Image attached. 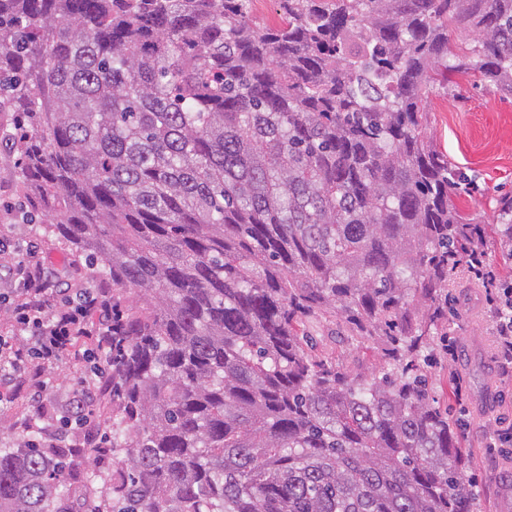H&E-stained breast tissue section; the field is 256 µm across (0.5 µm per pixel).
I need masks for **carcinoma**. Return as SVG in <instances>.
I'll list each match as a JSON object with an SVG mask.
<instances>
[{
    "instance_id": "obj_1",
    "label": "carcinoma",
    "mask_w": 512,
    "mask_h": 512,
    "mask_svg": "<svg viewBox=\"0 0 512 512\" xmlns=\"http://www.w3.org/2000/svg\"><path fill=\"white\" fill-rule=\"evenodd\" d=\"M0 0V112L71 250L142 306L79 512H470L419 359L473 224L427 136L456 73L512 94V0ZM477 34L448 57V28ZM333 308L384 363L310 358ZM73 453L0 448V512H69ZM108 486L95 495L93 486ZM251 17L261 28L278 24L280 16L275 0H252Z\"/></svg>"
}]
</instances>
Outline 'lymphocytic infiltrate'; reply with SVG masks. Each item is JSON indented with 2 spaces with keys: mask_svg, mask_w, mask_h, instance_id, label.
Segmentation results:
<instances>
[{
  "mask_svg": "<svg viewBox=\"0 0 512 512\" xmlns=\"http://www.w3.org/2000/svg\"><path fill=\"white\" fill-rule=\"evenodd\" d=\"M14 263L0 284L16 282L0 329V381L11 386L10 398L0 397V411L9 399L25 398L31 410L17 415L14 443L26 448L28 432H36L42 448H83L94 436L83 427L109 378L112 368V335L115 321L112 301L92 285L57 288L45 278L35 252L17 237ZM464 262L469 273L481 281L486 300L496 314L498 349L505 363L512 364V289L495 284L494 274L477 251H468ZM71 362L85 369L79 389L66 391L57 383L55 367ZM56 402L70 422L68 432L45 419L46 403Z\"/></svg>",
  "mask_w": 512,
  "mask_h": 512,
  "instance_id": "f902f5d3",
  "label": "lymphocytic infiltrate"
}]
</instances>
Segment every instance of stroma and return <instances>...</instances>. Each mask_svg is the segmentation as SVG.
I'll use <instances>...</instances> for the list:
<instances>
[{"label":"stroma","mask_w":512,"mask_h":512,"mask_svg":"<svg viewBox=\"0 0 512 512\" xmlns=\"http://www.w3.org/2000/svg\"><path fill=\"white\" fill-rule=\"evenodd\" d=\"M427 134L467 177L453 197L473 223H495L500 198L512 196V96L478 77L457 75L447 94L431 98ZM18 154L0 143V240L31 230L42 267L72 287L91 283L110 292L119 309L136 306L133 291L113 287L51 231L45 208L33 206L20 186ZM495 313L481 284L458 269L448 284V315L438 327L425 364L428 389L446 410L469 458L466 482L477 496L472 512H512L503 499L502 473L512 454L496 448L497 431L512 427V367L501 362L493 326ZM299 333L312 357L352 373L367 374L382 362L376 338L353 331L335 310L303 317ZM456 355H448V342Z\"/></svg>","instance_id":"1"}]
</instances>
